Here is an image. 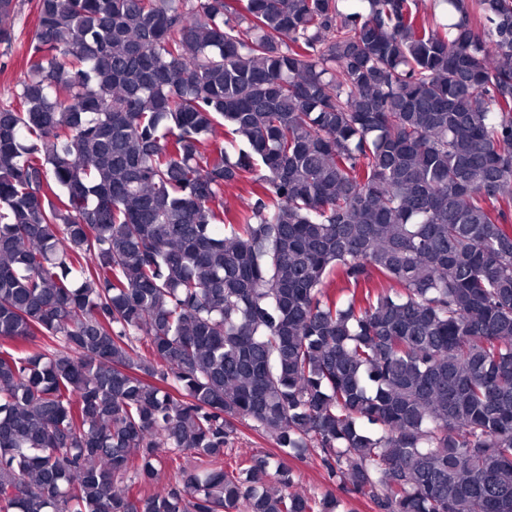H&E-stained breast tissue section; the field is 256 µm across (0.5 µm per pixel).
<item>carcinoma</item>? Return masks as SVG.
Listing matches in <instances>:
<instances>
[{
    "label": "carcinoma",
    "instance_id": "carcinoma-1",
    "mask_svg": "<svg viewBox=\"0 0 512 512\" xmlns=\"http://www.w3.org/2000/svg\"><path fill=\"white\" fill-rule=\"evenodd\" d=\"M34 2L0 512H335L309 448L378 512H512V0ZM236 420L279 453L224 468ZM288 463L295 474L290 492L304 497H321L327 490H332L339 501L336 512H376L367 498L330 483L313 449L301 456L288 458Z\"/></svg>",
    "mask_w": 512,
    "mask_h": 512
}]
</instances>
